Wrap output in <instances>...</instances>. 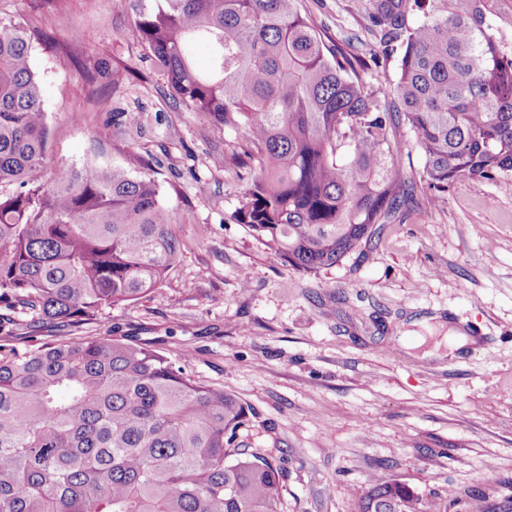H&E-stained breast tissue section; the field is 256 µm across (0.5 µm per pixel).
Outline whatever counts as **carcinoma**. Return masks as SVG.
<instances>
[{"label": "carcinoma", "instance_id": "carcinoma-1", "mask_svg": "<svg viewBox=\"0 0 512 512\" xmlns=\"http://www.w3.org/2000/svg\"><path fill=\"white\" fill-rule=\"evenodd\" d=\"M302 0H153L131 28L170 96L243 133L249 169L236 220L289 265L316 272L362 252L413 198L397 160L405 127L441 196L460 177L512 184V46L490 0H356L369 57L329 41ZM211 48L209 68L185 53ZM30 38L0 26V303L51 340L0 344V512H280L284 468L238 440L244 404L153 344L65 335L142 298L180 257L177 217L149 161L61 167L48 143ZM399 55L385 92L364 75ZM390 480L358 512H449Z\"/></svg>", "mask_w": 512, "mask_h": 512}]
</instances>
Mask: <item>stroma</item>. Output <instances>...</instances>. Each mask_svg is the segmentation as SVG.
I'll use <instances>...</instances> for the list:
<instances>
[{"instance_id": "obj_1", "label": "stroma", "mask_w": 512, "mask_h": 512, "mask_svg": "<svg viewBox=\"0 0 512 512\" xmlns=\"http://www.w3.org/2000/svg\"><path fill=\"white\" fill-rule=\"evenodd\" d=\"M332 39L367 40L352 0H302ZM138 0H0L32 36L49 128L47 167L162 162L181 255L149 297L104 309L80 336L153 342L251 410L240 436L274 449L281 512H357L398 480L427 495L480 489L512 504V190L456 180L418 189L371 244L315 273L260 244L235 211L242 134L175 102L130 29ZM135 124H127V115ZM473 344L449 352V331Z\"/></svg>"}]
</instances>
